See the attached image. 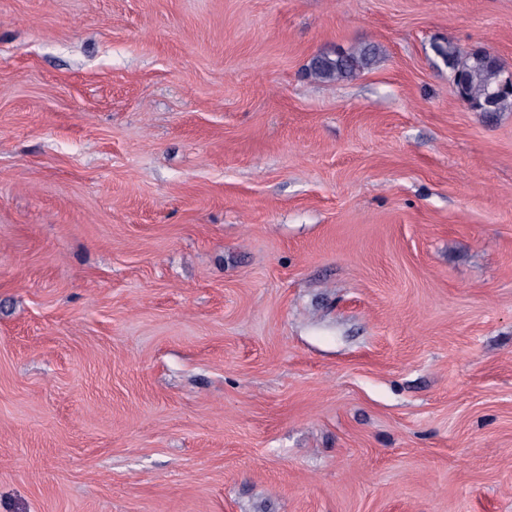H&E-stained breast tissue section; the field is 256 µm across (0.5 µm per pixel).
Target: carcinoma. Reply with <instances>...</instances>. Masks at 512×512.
I'll use <instances>...</instances> for the list:
<instances>
[{"label": "carcinoma", "mask_w": 512, "mask_h": 512, "mask_svg": "<svg viewBox=\"0 0 512 512\" xmlns=\"http://www.w3.org/2000/svg\"><path fill=\"white\" fill-rule=\"evenodd\" d=\"M451 75L457 77L455 95L473 108L484 102L506 80L504 67L497 60L490 64L479 52H464L455 46L437 47ZM376 58V48L365 45L357 50L320 53L310 62L309 75L324 82L354 80L368 69Z\"/></svg>", "instance_id": "1"}]
</instances>
